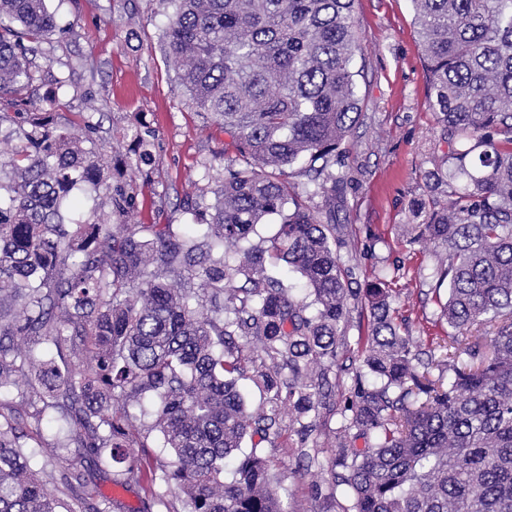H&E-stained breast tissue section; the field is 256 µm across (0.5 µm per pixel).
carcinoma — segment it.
<instances>
[{"mask_svg": "<svg viewBox=\"0 0 512 512\" xmlns=\"http://www.w3.org/2000/svg\"><path fill=\"white\" fill-rule=\"evenodd\" d=\"M167 2L164 51L233 153L189 224L125 223L137 200L103 160L92 113L62 122L58 98L36 96L48 77L70 87L37 62L54 14L46 0H0V109L16 110L20 142L0 159V392L18 397L0 411V512H59L29 466L32 443L123 465L115 483L146 491L142 512L167 507L170 493L182 512H291L260 445L295 423L303 470L342 489L343 512H512V0H411L448 144L423 174L428 188L447 185L446 200L414 202L424 219L409 237L443 249L433 278L434 291L448 288L438 314L448 332L427 351L396 322L401 266L354 288L356 268L337 253L335 166L362 109L356 0ZM124 137L148 158L149 128ZM78 193L105 197L110 212L81 218ZM319 195L324 213L310 205ZM273 221L275 234L253 243ZM281 265L310 301L274 274ZM356 306L363 361L338 394ZM41 340L66 368L35 357ZM248 364L267 395L255 411L236 388ZM435 367L451 376L430 378ZM337 396L343 424L320 460L302 419ZM144 398L151 409L132 413ZM153 427L166 462L148 452ZM55 480L67 512H111L77 463Z\"/></svg>", "mask_w": 512, "mask_h": 512, "instance_id": "carcinoma-1", "label": "carcinoma"}]
</instances>
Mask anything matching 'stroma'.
<instances>
[{
  "instance_id": "35a3bbf8",
  "label": "stroma",
  "mask_w": 512,
  "mask_h": 512,
  "mask_svg": "<svg viewBox=\"0 0 512 512\" xmlns=\"http://www.w3.org/2000/svg\"><path fill=\"white\" fill-rule=\"evenodd\" d=\"M68 34L54 46L51 69L66 73L76 93L61 96L60 116L97 109L100 148L106 161H120L138 207L132 224H188L189 201H213L224 170L225 136L210 115L197 111L179 86L160 42L169 8L165 0H48ZM355 17L367 51L360 81L362 116L354 130L356 147L341 171L344 205L336 221L344 227L343 265L361 273L400 264L406 274L395 306L410 323L418 343L445 335L437 324L432 272L433 249L408 244L414 198L426 189L419 177L433 156L447 151L430 109L418 26L411 0H357ZM90 91L82 100L80 91ZM143 124L155 132L151 161L138 163L125 134ZM297 437L278 440V491L293 512H341L346 499L329 494L311 501L317 473L298 474ZM90 479L111 498L112 512H138L139 487L116 486L114 469L88 466Z\"/></svg>"
}]
</instances>
